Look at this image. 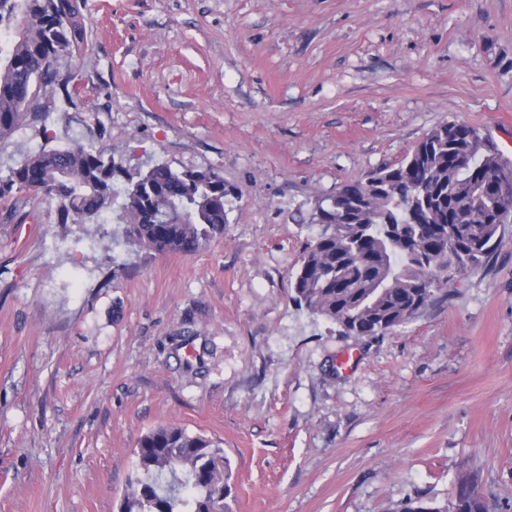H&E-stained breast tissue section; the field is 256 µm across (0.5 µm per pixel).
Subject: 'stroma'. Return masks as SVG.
<instances>
[{"label":"stroma","mask_w":512,"mask_h":512,"mask_svg":"<svg viewBox=\"0 0 512 512\" xmlns=\"http://www.w3.org/2000/svg\"><path fill=\"white\" fill-rule=\"evenodd\" d=\"M67 92L0 143H109L215 170L223 238L138 254L121 228L0 199V512H118L147 431L224 450L232 512H512V224L409 323L354 340L292 301L318 199L437 124L512 159V0H79ZM461 492H467V495L463 498L458 497L457 494ZM488 511V506L484 503L482 497L476 491L475 482L467 477H462L455 486V493L453 500L450 502L448 512Z\"/></svg>","instance_id":"35a3bbf8"}]
</instances>
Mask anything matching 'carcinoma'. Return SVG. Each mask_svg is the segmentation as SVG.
<instances>
[{
	"label": "carcinoma",
	"instance_id": "cac0c4a2",
	"mask_svg": "<svg viewBox=\"0 0 512 512\" xmlns=\"http://www.w3.org/2000/svg\"><path fill=\"white\" fill-rule=\"evenodd\" d=\"M3 24L13 40L0 53L1 143L38 117L28 105L40 91L67 88L55 65L80 52L85 31L78 0H0ZM23 191L56 202L65 224L111 214L139 250L191 255L224 236L234 186L214 170L154 164L132 173L110 144H73L0 175V198ZM312 221L320 230L294 275V302L343 336H383L447 287L449 273L484 265L501 245L512 222V166L475 127L443 122L400 163L341 184ZM136 455L119 512H229L231 470L212 439L158 427ZM448 512H488L474 481H458Z\"/></svg>",
	"mask_w": 512,
	"mask_h": 512
}]
</instances>
